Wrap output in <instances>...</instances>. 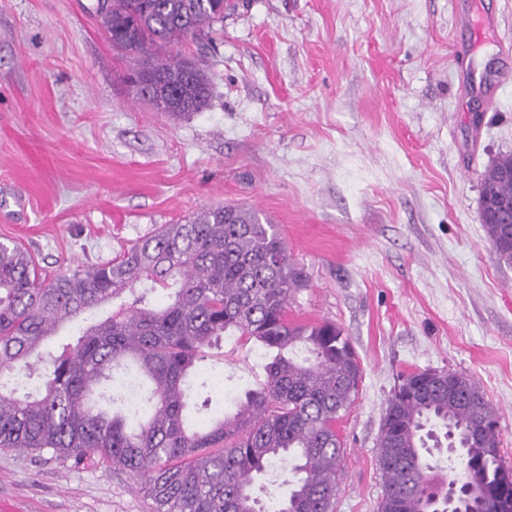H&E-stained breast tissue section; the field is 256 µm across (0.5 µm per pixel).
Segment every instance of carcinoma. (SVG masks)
Here are the masks:
<instances>
[{
    "instance_id": "1",
    "label": "carcinoma",
    "mask_w": 512,
    "mask_h": 512,
    "mask_svg": "<svg viewBox=\"0 0 512 512\" xmlns=\"http://www.w3.org/2000/svg\"><path fill=\"white\" fill-rule=\"evenodd\" d=\"M239 0H102L112 47L134 64L129 91L178 118L207 103L211 79L194 56L157 49L207 35ZM512 155L481 179L482 204L512 200ZM498 263L512 265L507 225L484 219ZM306 286L274 224L242 205L209 207L164 224L101 265L51 278L17 242H0V449L48 451L77 464L105 462L141 481L154 512H263L255 483L280 461L291 467L278 512H333L345 450L340 412L359 392L362 370L332 322L288 319L291 295ZM169 301L150 299L156 288ZM119 302L73 343L42 351L61 328ZM259 344L265 378L234 408L191 414L204 349L224 336ZM42 370V385L20 393ZM498 417L480 388L452 373L419 372L393 390L378 440L384 485L379 512H420L445 481L497 488L506 474ZM463 448L467 461L426 456L431 432Z\"/></svg>"
}]
</instances>
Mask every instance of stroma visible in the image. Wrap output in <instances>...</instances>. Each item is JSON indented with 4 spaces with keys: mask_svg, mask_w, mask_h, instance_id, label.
<instances>
[{
    "mask_svg": "<svg viewBox=\"0 0 512 512\" xmlns=\"http://www.w3.org/2000/svg\"><path fill=\"white\" fill-rule=\"evenodd\" d=\"M98 0H0V239L48 274L239 203L277 224L309 285L290 318L332 321L363 370L336 422L335 512H378L377 441L401 379L469 377L498 410L512 467V266L478 211L481 175L512 154V0H469L497 25L459 37L457 0H244L201 58L208 104L175 119L129 93ZM481 113L473 125V113ZM234 336L205 362L214 408L265 372ZM0 512H153L132 476L0 450Z\"/></svg>",
    "mask_w": 512,
    "mask_h": 512,
    "instance_id": "obj_1",
    "label": "stroma"
}]
</instances>
